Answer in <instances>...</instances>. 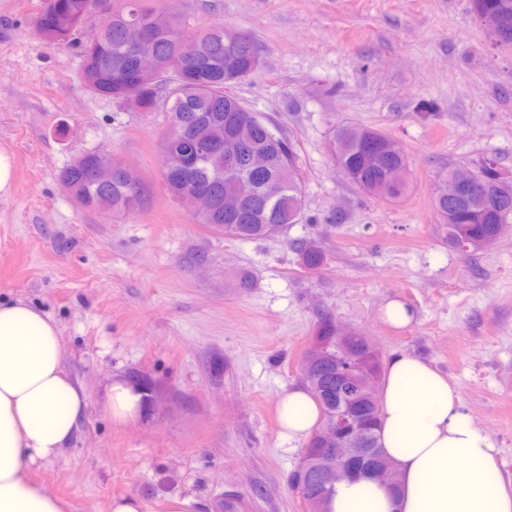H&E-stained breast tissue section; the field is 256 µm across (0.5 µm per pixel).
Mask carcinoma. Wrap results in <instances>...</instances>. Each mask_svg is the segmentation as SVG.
Instances as JSON below:
<instances>
[{
    "mask_svg": "<svg viewBox=\"0 0 512 512\" xmlns=\"http://www.w3.org/2000/svg\"><path fill=\"white\" fill-rule=\"evenodd\" d=\"M97 0H47L33 21L37 34L52 33L60 42H77L81 74L88 90L118 106L138 112L167 113V130L160 141L161 177L165 189L177 201L194 211L197 222L241 240L281 237L288 227L303 219L301 175L292 144L270 118L248 108L230 88L258 69L260 53L255 39L236 31V41L224 40L229 26L222 23L190 30L179 16L163 20L166 31L158 50L163 63L153 74H140L134 66L139 51L149 46L138 42L137 30L156 9L145 0H105L107 8H95ZM185 35L195 45L190 56L180 53L177 37ZM494 41L512 48V12L501 17ZM385 133L371 128L357 130L344 125L332 131L328 149L343 177L368 196L396 201L407 183L392 179V171L407 166L405 154L387 148ZM264 159V168L254 169L252 159ZM93 153L87 152L60 173L62 186L82 208L120 214L147 203V192L139 197L127 186L119 167L112 168V180L97 183L92 178ZM251 178L260 187L257 200L245 204L233 216L224 213V196L235 191V179ZM448 179L443 174L434 189L435 208L446 222L448 248L469 256L479 251L478 243L499 233L503 222L512 223V184H492L486 171L474 183L476 195L486 191L503 196L509 209L463 206L456 220L448 221V193L441 191ZM211 191L216 206L207 213L195 211L196 181ZM300 265L312 272L326 261L320 239L308 237L290 242ZM312 342L318 349L307 351L300 364L302 380L321 411V420L305 444L317 448L336 468V449L341 447L330 432L336 409L354 406L366 423L362 448L373 449L367 462L372 476L394 469L380 453L377 420L381 412L379 388L382 360L370 353L363 334L351 330L337 338L336 323L321 319ZM334 494L318 480L306 496L312 512Z\"/></svg>",
    "mask_w": 512,
    "mask_h": 512,
    "instance_id": "1",
    "label": "carcinoma"
}]
</instances>
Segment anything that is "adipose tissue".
I'll use <instances>...</instances> for the list:
<instances>
[{"label": "adipose tissue", "mask_w": 512, "mask_h": 512, "mask_svg": "<svg viewBox=\"0 0 512 512\" xmlns=\"http://www.w3.org/2000/svg\"><path fill=\"white\" fill-rule=\"evenodd\" d=\"M380 396L378 444L399 472V490L371 479L344 482L326 512H512L496 443L475 425L447 376L398 352L384 366ZM149 406L142 387L112 380L105 410L115 423H130ZM86 407L85 389L63 368L55 321L25 299L0 297V512H69L32 471L61 457ZM277 412L280 435L291 444L307 441L320 420L303 386L288 388Z\"/></svg>", "instance_id": "obj_1"}]
</instances>
